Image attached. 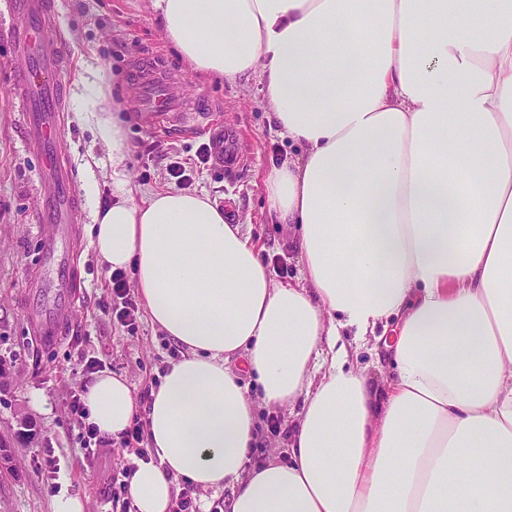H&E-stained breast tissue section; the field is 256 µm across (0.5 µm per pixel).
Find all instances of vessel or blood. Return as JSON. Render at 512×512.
I'll return each mask as SVG.
<instances>
[{
	"label": "vessel or blood",
	"instance_id": "b4317fda",
	"mask_svg": "<svg viewBox=\"0 0 512 512\" xmlns=\"http://www.w3.org/2000/svg\"><path fill=\"white\" fill-rule=\"evenodd\" d=\"M51 0H8L0 12V30L5 31L14 55L25 62L16 78L26 139L40 153L49 188L42 201V212L53 227L43 238L45 260L51 262L61 282L52 307L34 312L32 320L39 336L54 340L71 321L76 281L74 257L60 249L59 239L81 223L82 212L73 189L74 170L67 163L62 146L61 127L66 109L62 84L57 74L66 65L62 36L49 23ZM131 92L137 111L149 116L156 128L167 129L183 122L190 106L173 90L174 76L148 59L132 64ZM217 158L225 167L238 162L237 133L226 128L215 132Z\"/></svg>",
	"mask_w": 512,
	"mask_h": 512
}]
</instances>
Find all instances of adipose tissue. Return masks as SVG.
Segmentation results:
<instances>
[{"instance_id":"obj_1","label":"adipose tissue","mask_w":512,"mask_h":512,"mask_svg":"<svg viewBox=\"0 0 512 512\" xmlns=\"http://www.w3.org/2000/svg\"><path fill=\"white\" fill-rule=\"evenodd\" d=\"M151 5L195 70L260 73L279 133L303 146L266 180L297 227L301 282L276 285L207 192L135 202L120 106L87 79L81 118L115 196L90 245L134 268L152 325L184 349L147 409L110 372L84 394L111 439L145 417L132 512H169L181 483L232 487L231 512H512V0ZM388 326L374 387L345 338ZM263 407L296 419L287 459L252 466Z\"/></svg>"}]
</instances>
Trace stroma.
Listing matches in <instances>:
<instances>
[{
	"instance_id": "1",
	"label": "stroma",
	"mask_w": 512,
	"mask_h": 512,
	"mask_svg": "<svg viewBox=\"0 0 512 512\" xmlns=\"http://www.w3.org/2000/svg\"><path fill=\"white\" fill-rule=\"evenodd\" d=\"M54 24L65 40L70 68L62 145L77 172L78 185L96 184V197H82L84 212L109 206L112 160L94 128L78 114L86 97L81 82L87 71L101 74L108 95L123 106L128 153L121 164L135 199L173 188L171 162L192 168L190 190L207 191L224 206L231 223L241 225L261 251L277 285L298 284L300 264L291 225L280 223L265 189L270 168L299 157L300 144L281 137L264 101V84L251 74L234 81L191 69L161 35L150 0H53ZM145 54L159 57L178 77L176 90L209 106L215 119L240 132L238 166L216 160L200 163L197 153L209 143L206 131L186 134L152 129L137 113L127 90L131 63ZM20 62L0 42V440L12 456L0 470V512H52L57 493L83 498L86 512H129L124 485L133 457L145 444L109 442L89 457L85 432L67 408L71 391L90 384L83 359L101 360L106 371L127 378L139 406H147L170 363L183 349L156 329L146 311L132 327L112 318L114 301L109 273L89 244L88 223L78 224L67 246L75 260L80 295L73 323L57 339L45 342L30 321V309L51 301L57 274L45 263L42 239L48 224L38 219L42 160L28 148L22 114L13 88ZM293 416L287 410H258V443L252 459L284 456ZM60 470L48 477L46 457Z\"/></svg>"
}]
</instances>
